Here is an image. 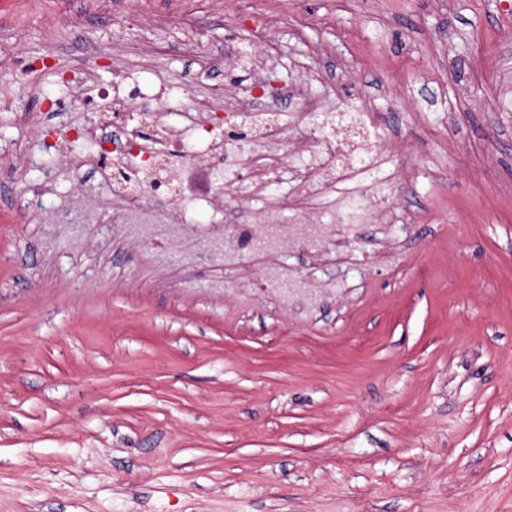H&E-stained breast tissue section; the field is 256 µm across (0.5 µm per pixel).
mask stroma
<instances>
[{
  "label": "stroma",
  "instance_id": "stroma-1",
  "mask_svg": "<svg viewBox=\"0 0 512 512\" xmlns=\"http://www.w3.org/2000/svg\"><path fill=\"white\" fill-rule=\"evenodd\" d=\"M507 0H281L262 70L224 0H0V512H512V11ZM202 45L186 50L184 16ZM224 57L226 67L204 65ZM175 110L320 76L406 150L311 208L394 205L339 259L235 266L213 221L112 224L88 166L29 168L36 116L86 59ZM20 100L33 119H15ZM280 262L292 289L261 285Z\"/></svg>",
  "mask_w": 512,
  "mask_h": 512
}]
</instances>
